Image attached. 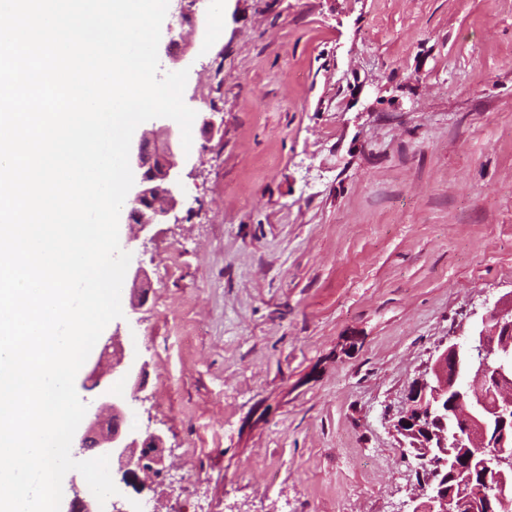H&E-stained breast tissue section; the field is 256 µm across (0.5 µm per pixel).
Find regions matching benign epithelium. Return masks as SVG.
Returning <instances> with one entry per match:
<instances>
[{
	"label": "benign epithelium",
	"instance_id": "1",
	"mask_svg": "<svg viewBox=\"0 0 512 512\" xmlns=\"http://www.w3.org/2000/svg\"><path fill=\"white\" fill-rule=\"evenodd\" d=\"M130 165L141 171L126 197L127 221L139 235L165 223L177 203L182 167L179 136L145 132L131 143ZM131 309L149 297V277L133 274ZM119 333L112 334L96 362L87 365L84 385L95 388L107 374L139 389L147 362L125 360ZM126 399L103 396L86 429L75 435L79 452L107 455L121 480L155 474L164 465L163 439L140 438L124 426ZM416 451L422 473L412 512H512V292L500 297L464 343L441 351L428 376L415 386L408 411L395 422Z\"/></svg>",
	"mask_w": 512,
	"mask_h": 512
}]
</instances>
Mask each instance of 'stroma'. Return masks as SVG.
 <instances>
[{
	"mask_svg": "<svg viewBox=\"0 0 512 512\" xmlns=\"http://www.w3.org/2000/svg\"><path fill=\"white\" fill-rule=\"evenodd\" d=\"M196 118L176 209L134 235L130 427L164 439L141 512H411L394 423L512 292V0H170ZM212 127H204V118ZM133 293L131 297V308L137 311L143 307L149 297V277L142 266H138L133 274Z\"/></svg>",
	"mask_w": 512,
	"mask_h": 512,
	"instance_id": "obj_1",
	"label": "stroma"
}]
</instances>
